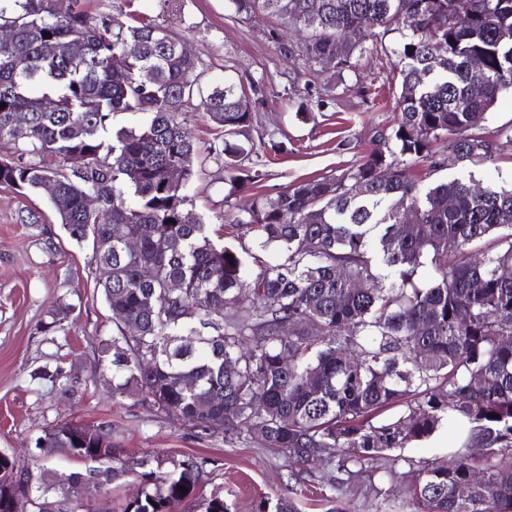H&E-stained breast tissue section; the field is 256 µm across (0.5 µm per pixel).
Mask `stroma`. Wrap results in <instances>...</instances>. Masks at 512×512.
<instances>
[{"label":"stroma","mask_w":512,"mask_h":512,"mask_svg":"<svg viewBox=\"0 0 512 512\" xmlns=\"http://www.w3.org/2000/svg\"><path fill=\"white\" fill-rule=\"evenodd\" d=\"M91 14L111 16L114 26H128L132 12L155 20L184 37L208 65L205 84L225 76L252 75L264 84L263 95H250L257 116L251 137L257 147L281 144L267 153L253 194H275L281 188L337 168L358 163L376 147L378 131L392 129L399 111L395 90L383 87L388 60L364 54L357 73L338 78L329 71L284 57L267 32L276 29L295 41L288 22L267 17L239 18L225 0H182L179 13L163 0H87ZM281 40V41H282ZM512 127V94L501 96L483 124L486 136L498 140L494 163L475 170L474 178L493 187L512 185V141L502 133ZM194 213L221 230L218 242L257 251L252 239H237L220 216H232L237 204L224 183L221 163L206 159L187 188ZM39 212V224H21L19 210ZM53 238L55 250L44 241ZM91 249L77 246L58 224L47 192L20 197L0 190V453L11 456L34 478L57 484L84 472L87 464L58 448L36 449L34 440L60 423L111 422L112 434L128 455L161 458L195 456L206 460V490L221 489L233 512H256L260 501L292 500L298 512H409L398 481L384 470L360 473L351 483L329 487L319 474L298 484L288 478L286 459L247 437H204L131 398H113L112 373L98 363L100 342L112 334L111 313L89 269ZM69 305L62 331L43 333L52 309ZM62 368L66 376L51 382L41 369ZM457 424L442 425L430 438L399 450L397 471L418 469L424 462H443L458 447ZM140 490L128 475L100 492L84 494L88 512H121Z\"/></svg>","instance_id":"1"}]
</instances>
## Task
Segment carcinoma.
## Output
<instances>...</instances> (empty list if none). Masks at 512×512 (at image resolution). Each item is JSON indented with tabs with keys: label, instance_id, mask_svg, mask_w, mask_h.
<instances>
[{
	"label": "carcinoma",
	"instance_id": "cac0c4a2",
	"mask_svg": "<svg viewBox=\"0 0 512 512\" xmlns=\"http://www.w3.org/2000/svg\"><path fill=\"white\" fill-rule=\"evenodd\" d=\"M227 2L244 18L292 19L299 43L279 41L274 29L268 38L309 67L334 58L339 76L357 71L369 49L387 51L388 33L404 37L389 60L400 118L363 162L237 207L241 236L285 253L273 264L214 244L187 208L201 147L178 116L196 100L224 133L206 150L224 159L228 196L259 177L241 167L262 159L250 139L254 113L239 107L242 83L205 85V62L149 18L116 29L83 0L65 12L55 0H0V26L11 31L0 40V189L27 195L54 182L58 223L70 240L91 243L112 315L99 356L112 367V396L212 434L252 435L288 460L297 481L322 460L376 471L387 453L463 423L448 462L387 472L410 512H512V278L499 274L512 268V187L413 174L420 161L431 175L442 171L448 156L466 170L495 161L497 143L481 123L512 90V0ZM74 41L84 45L78 58L68 51ZM122 113L142 119L116 128ZM19 116L30 127L22 141ZM75 154L80 168L69 164ZM171 168L179 180L168 178ZM406 209L416 216L409 228ZM229 307L238 310L232 320ZM131 323L135 336L126 334ZM398 405V418L383 417ZM39 441L45 452L81 448L92 466L67 489L20 487L13 477L28 470L0 454V512L17 491L29 512H44L57 492L67 500L131 473L141 492L123 512H176L193 499L199 512H231L218 492L197 497L206 461L173 458L168 471L147 457L131 461L108 421L60 424ZM258 512L297 508L267 500Z\"/></svg>",
	"mask_w": 512,
	"mask_h": 512
}]
</instances>
